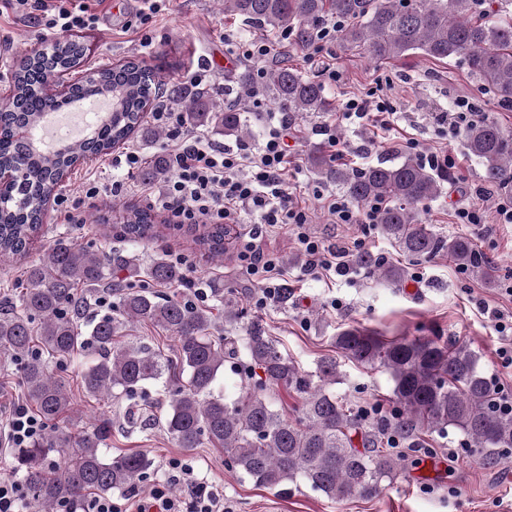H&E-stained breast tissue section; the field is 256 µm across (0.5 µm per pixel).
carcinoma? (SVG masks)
Instances as JSON below:
<instances>
[{"mask_svg": "<svg viewBox=\"0 0 512 512\" xmlns=\"http://www.w3.org/2000/svg\"><path fill=\"white\" fill-rule=\"evenodd\" d=\"M479 0H224V14L238 16L261 31L288 30L294 49L312 44L329 20L344 22L337 32L348 49L363 48L380 61L419 51L434 60L460 59L470 74L492 92L498 106L512 110V0H500L505 16L477 17ZM93 37L74 34L45 54L22 53L9 84L12 109L0 112V167L17 175L14 187L0 190V255H19L39 233L47 201L60 179L81 160L99 156L137 135L145 141L163 138L150 125L144 102L155 87L153 70L135 58L95 70L92 80L76 81L68 102L105 95L112 101L110 118L79 143L42 151L33 140L14 134L34 131L45 110L41 90L83 66ZM262 90L295 116L332 110L323 85L289 67L261 73ZM190 123L226 137L246 134L241 112L207 98L201 91H172ZM486 179L512 184V135L483 122L465 135ZM311 167L359 203L379 201L380 232L416 260L447 255L490 286L496 270L469 239L443 236L418 219L415 206L433 199L448 180V167L425 168L412 159L381 163L364 170L329 164L317 150ZM165 158L150 160L139 176L159 182L167 174ZM166 224L150 208L126 209L120 236L135 244L151 238ZM213 261L224 260V226L207 225L194 238ZM356 265L390 282L406 270L382 265L363 250ZM184 278L168 259L110 255L59 237L25 271V287L0 302V354L20 366L25 401L46 423L44 432L13 453L37 512H59L89 495L129 491L153 470V460L139 452L110 460L102 449L112 441V420L73 433L60 424L75 416L73 399L54 376L51 363L76 354L95 356L82 383L92 397L114 394L135 398L146 386L162 383L171 393L162 427L179 448H219L224 465L255 485L280 490L287 480L301 479L326 499L342 504L373 500L400 476L386 446L434 451L435 437L463 438L468 451L487 466L512 459V407L472 349L442 337L385 340L358 327L343 329L333 344L346 359L380 366L390 375L392 408L353 409L328 390L341 379L340 363L323 356L315 370L305 371L267 336L257 320L245 326L244 356L263 372L257 385L234 399L215 393L218 373L236 354L232 341L211 335L212 311L177 293L157 290ZM211 296L224 305V322L235 326L245 316L235 293L214 284ZM136 325L157 328L176 340L173 355L151 342H122ZM282 387L299 398L297 415L286 419L270 403L267 390ZM128 423L148 428L156 417L143 407L129 411Z\"/></svg>", "mask_w": 512, "mask_h": 512, "instance_id": "carcinoma-1", "label": "carcinoma"}]
</instances>
